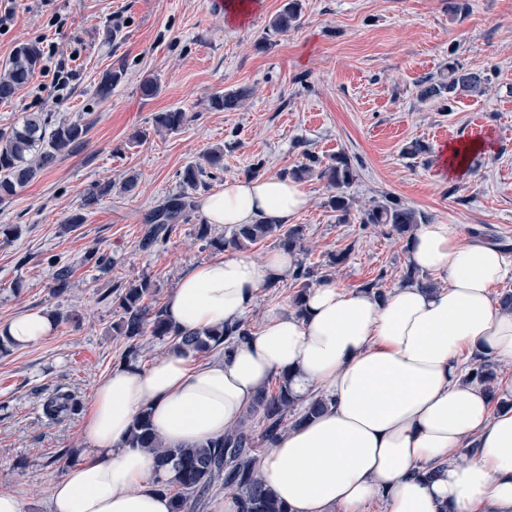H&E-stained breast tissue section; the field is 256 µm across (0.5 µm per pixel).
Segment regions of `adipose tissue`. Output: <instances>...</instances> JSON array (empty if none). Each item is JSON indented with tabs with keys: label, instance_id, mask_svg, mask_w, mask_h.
Returning <instances> with one entry per match:
<instances>
[{
	"label": "adipose tissue",
	"instance_id": "ef3b65f1",
	"mask_svg": "<svg viewBox=\"0 0 512 512\" xmlns=\"http://www.w3.org/2000/svg\"><path fill=\"white\" fill-rule=\"evenodd\" d=\"M307 202L299 183L266 176L225 182L201 211L211 225L287 224ZM404 251L444 285H403L380 299L324 284L308 292L303 313L270 309L258 331L207 363L189 350L113 367L83 426L85 456L51 486L50 512H171L151 457L123 445L135 417L149 412L168 447L202 444L238 425L282 373L299 401L317 392L331 400L259 461L260 479L290 512H363L377 497L386 512H512V377L489 392L463 368L473 353L512 360V312L492 295L512 260L463 241L452 224L419 225ZM292 266L283 251L193 265L168 297V316L188 332L243 319ZM54 328L29 310L0 323V336L29 346ZM432 464L441 471L429 479Z\"/></svg>",
	"mask_w": 512,
	"mask_h": 512
}]
</instances>
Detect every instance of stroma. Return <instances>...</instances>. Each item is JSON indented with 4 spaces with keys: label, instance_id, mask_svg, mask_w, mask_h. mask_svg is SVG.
<instances>
[{
    "label": "stroma",
    "instance_id": "obj_1",
    "mask_svg": "<svg viewBox=\"0 0 512 512\" xmlns=\"http://www.w3.org/2000/svg\"><path fill=\"white\" fill-rule=\"evenodd\" d=\"M226 0H17L13 26L0 33V72L18 43L54 46L64 64V90L36 75L0 103V129L29 112L59 121L86 115L88 140L11 199L0 202V322L26 310L58 316L40 344L0 354V490L14 493L22 512H49L47 491L80 459L87 443L83 414L53 423L42 414L56 390L90 405L98 383L120 364L127 346L112 328L113 289L147 277L163 305L183 273L214 259L197 239L200 209L169 235L142 249L147 214L182 189L181 173L211 149L224 150L194 199L246 177L263 162L279 175L304 162L343 152L357 169L348 193L354 209L391 200L428 221L456 225L464 240L512 257V0H302L296 27L268 34L286 0H252L249 13L230 19ZM482 69L490 91L450 104L423 101L419 85L442 79L449 63ZM124 75L111 96L96 89L110 70ZM158 76L157 95L142 96L144 77ZM243 91L234 111H217L218 93ZM185 112L178 131L157 130L153 116ZM479 135L491 145L465 174L442 169L448 144ZM420 143L422 153L406 149ZM136 176L132 192L121 189ZM111 184L88 203L89 190ZM309 194L295 222L310 247L302 260L343 288L401 285L408 267L403 242L358 218L338 223L327 205L325 179L303 181ZM80 213L83 223L68 225ZM110 265L84 261L91 250ZM347 262L328 269L330 255ZM70 264L67 290L50 292L55 261Z\"/></svg>",
    "mask_w": 512,
    "mask_h": 512
}]
</instances>
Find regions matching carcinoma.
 <instances>
[{"label":"carcinoma","instance_id":"1","mask_svg":"<svg viewBox=\"0 0 512 512\" xmlns=\"http://www.w3.org/2000/svg\"><path fill=\"white\" fill-rule=\"evenodd\" d=\"M302 13L301 0H287L283 9L272 19L268 28L275 33H286L298 23ZM43 50L39 43H19L4 73L0 75V100L9 101L34 79L40 67ZM121 71L105 74L98 84L96 94L105 99L112 88L122 79ZM490 78L482 70L466 69L455 63L448 64V78L419 85L418 96L423 101L440 100L453 102L460 95H482L486 92ZM243 94L225 92L211 98L216 110L232 111L239 107ZM185 113L178 110L160 112L154 117L155 125L168 131L178 130L184 123ZM91 123L83 118L62 120L49 127L42 115L28 113L8 130L0 131V200L15 196L41 172L52 167L58 159L74 152L87 138ZM223 150L213 149L204 156V163L185 167L182 183L195 190L202 184L206 168H218L223 164ZM319 176L336 190L329 197L328 206L336 212L341 223L351 218L352 204L346 190L357 177L352 159L338 154L325 165ZM193 206L191 194L183 191L170 197L150 212L146 218L149 224L141 247L148 249L172 231L174 224L183 219ZM362 224H381L390 231L405 235L424 223V216L416 210L397 202H377L358 215ZM197 239L206 242L212 250L224 252L256 244L268 237H274L277 245L295 255L303 251V232L297 225L288 227L259 221L255 224H241L233 229L230 236H214L211 225H196ZM72 270L70 265L59 266L54 274L52 294L64 292L69 285ZM315 271L312 267L298 262L291 273L294 294L292 304L301 307L302 298L312 289ZM154 283L147 277L120 289L116 297L120 317L115 324L118 334L128 341L123 361L138 359L142 345L140 341L148 335L153 340L176 350H193L197 353H211L226 350L246 338L251 324L245 320L226 323L220 328L202 332H185L173 326L167 319L164 307L152 306L145 299L152 296ZM468 376L486 386L496 378L494 364L479 359L470 369ZM331 403L323 395L311 397L308 403L298 406L297 398L288 387V376L279 377V389L275 393L262 390L252 408L258 415L259 429L243 422L196 448H165L157 438L150 418L143 413L133 421L123 447L143 448L154 453L156 468L166 473L164 487H175L172 495V512H191L192 503L202 498L219 483L241 500L242 512H289L288 506L267 489L259 478L257 466L258 446H271L291 426H297L321 412ZM78 402L68 392H56L43 404L44 415L52 420L73 414Z\"/></svg>","mask_w":512,"mask_h":512}]
</instances>
